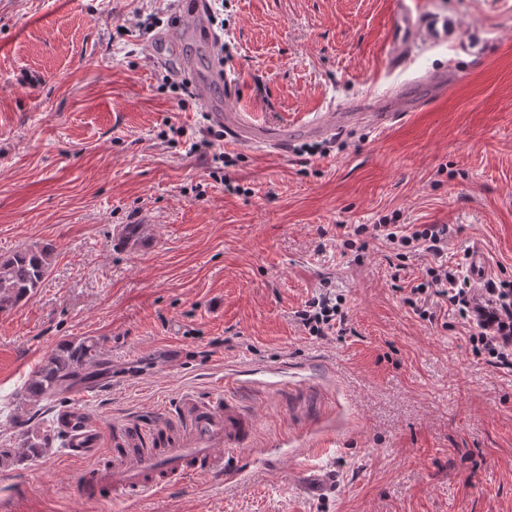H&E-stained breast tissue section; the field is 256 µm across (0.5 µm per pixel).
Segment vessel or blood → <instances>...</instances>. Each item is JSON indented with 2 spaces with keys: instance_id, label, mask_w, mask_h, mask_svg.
<instances>
[{
  "instance_id": "b4317fda",
  "label": "vessel or blood",
  "mask_w": 512,
  "mask_h": 512,
  "mask_svg": "<svg viewBox=\"0 0 512 512\" xmlns=\"http://www.w3.org/2000/svg\"><path fill=\"white\" fill-rule=\"evenodd\" d=\"M390 36V62L393 70L405 69L408 50L420 39L430 44L453 39L457 35L454 22L435 25L414 15L406 0H397ZM208 0H175L177 23L174 38L164 40L151 49L156 60L177 51L183 44L214 45L215 32L209 23ZM182 72L205 106L208 119L224 126L227 135L276 153L286 151L298 137H323L347 130L362 115H370L378 130L404 120L415 106L402 92L390 98L369 100L340 111L283 128H271L259 123H240L226 105L215 95L217 85L223 84L224 65L212 57L208 68H199L194 59H185ZM70 460L81 463L77 491L88 500L107 498L114 502H135L150 494L189 482L201 473L213 474L229 481L241 474L239 455L253 435V423L238 404L223 390L207 398L195 393L182 395L179 405L162 428L139 423H126L114 430L118 446L108 462L97 461L98 433L95 426L76 427L74 417L65 424Z\"/></svg>"
}]
</instances>
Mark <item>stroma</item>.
<instances>
[{"label": "stroma", "instance_id": "1", "mask_svg": "<svg viewBox=\"0 0 512 512\" xmlns=\"http://www.w3.org/2000/svg\"><path fill=\"white\" fill-rule=\"evenodd\" d=\"M461 37L415 42L388 65L395 0H224L228 105L295 125L400 78L460 80L384 132L362 124L287 154L224 139L223 179L169 125L198 132L194 95L164 89L135 35L160 0H0V254L55 248L25 303L0 312V500L16 512H512V372L474 358L447 307L404 304L381 241L346 224H450L447 259L481 247L512 277V0H416ZM239 185L227 192L225 183ZM126 224L149 228L123 244ZM342 298L345 339L294 317ZM98 341L88 401L27 419L26 382L65 339ZM254 423L239 481L202 474L131 504L76 495L61 439L24 457V422L56 429L86 406L102 453L128 419L154 420L223 377Z\"/></svg>", "mask_w": 512, "mask_h": 512}]
</instances>
